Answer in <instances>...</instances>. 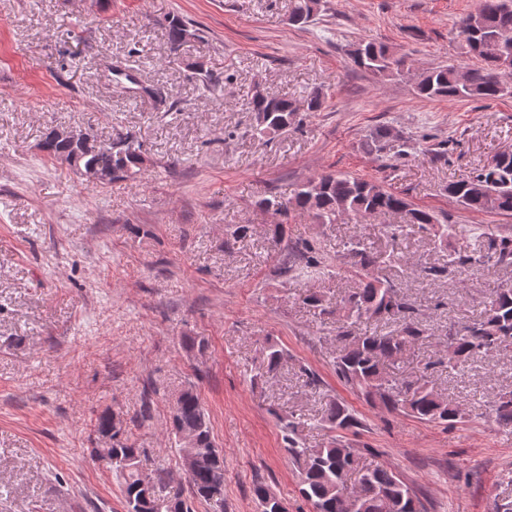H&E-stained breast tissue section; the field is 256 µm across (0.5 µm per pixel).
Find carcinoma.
<instances>
[{
    "label": "carcinoma",
    "instance_id": "obj_1",
    "mask_svg": "<svg viewBox=\"0 0 512 512\" xmlns=\"http://www.w3.org/2000/svg\"><path fill=\"white\" fill-rule=\"evenodd\" d=\"M321 0H294L291 21L296 25L314 20ZM171 44L179 45L187 22L178 16L164 19ZM460 32L468 52L480 62L470 68L471 76L460 81L458 66H438L423 72L415 84L416 94L425 99L473 101L496 100L512 94V68L501 70V62L512 54V0H480L478 7L463 16ZM359 68L385 80L401 73L403 60L389 46L365 41L352 55ZM261 133L276 134L295 124L296 108L283 96L256 93L252 98ZM40 149L48 157L65 159L80 171L94 177L110 173L112 179L130 178L143 169L145 158L140 145L130 138L113 141L94 140L89 146L60 139L57 129L44 137ZM448 197L472 212H497L512 215V152L498 154L486 166L470 176L452 181ZM259 206L271 213L276 222L269 225L274 240L285 237L283 219L288 213L308 216L316 224H334L344 215L357 221L387 215H400L402 224L387 225L392 242H397L404 226H419L434 240L445 242L448 227L439 223L435 214L412 206L408 200L388 190L382 183L352 177L345 173H328L311 178L299 185L292 198L281 201L265 198ZM354 259L355 274L360 287L336 301V340L341 344L336 356V375L346 385L363 392L368 401L389 411L421 421L453 426L465 418L462 405L443 397L433 381L410 382L387 372L397 365L408 350L426 339L425 331L416 318V309L399 288L379 276L382 266L400 262L395 251L386 255L374 253L358 239L346 245ZM287 255L297 258L301 270L311 273L324 264L315 244L309 240L289 247ZM494 260L512 265V239H489L487 251L464 254L453 260L459 267L476 268ZM398 322L399 329L386 334L356 336L352 324L369 319ZM512 348V284L496 288L487 298L479 318L459 330L448 333V342L437 363L460 368L492 351ZM288 358L283 348L270 344L265 348L263 364L266 372L276 371ZM490 410L496 420L512 425V392L491 401ZM174 435L190 432L197 447H216L211 421L198 395L186 389L178 396L170 415ZM323 421L330 429L344 431L359 425L358 418L343 404L332 401L326 408ZM286 451L297 465L301 481L300 493L310 502L314 512H350L344 477L352 472L361 480L364 498L355 512H383L382 498L392 499L396 512H421L423 505L411 488L393 471L382 464H366L355 451L332 437L321 448H304L297 436V424L281 421ZM100 435L112 433V469L122 479V494L127 512H195V503L209 502L213 492L224 488V460L220 454L207 460L194 473L188 494L178 489L170 496L160 497L156 491L141 488L139 470L141 457L146 455L124 438L122 428L114 425L113 417L103 415L97 423ZM268 488L261 482L253 487L260 512H277V501L268 499Z\"/></svg>",
    "mask_w": 512,
    "mask_h": 512
}]
</instances>
